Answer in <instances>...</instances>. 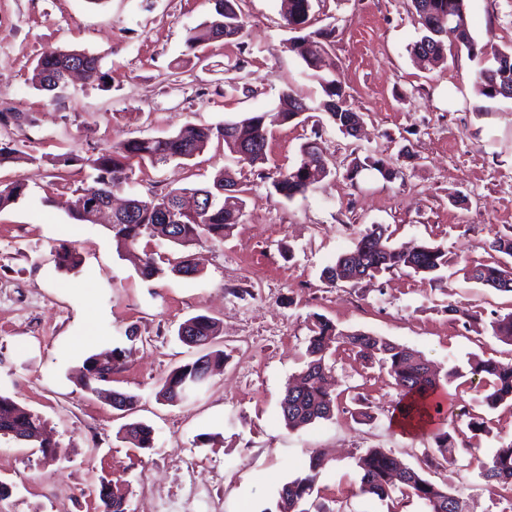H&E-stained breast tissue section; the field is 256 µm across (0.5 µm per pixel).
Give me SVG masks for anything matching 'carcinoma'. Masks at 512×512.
<instances>
[{"instance_id": "1", "label": "carcinoma", "mask_w": 512, "mask_h": 512, "mask_svg": "<svg viewBox=\"0 0 512 512\" xmlns=\"http://www.w3.org/2000/svg\"><path fill=\"white\" fill-rule=\"evenodd\" d=\"M210 16L187 31L186 45L191 50L212 41L240 40L244 36L246 20L238 11L236 0H212ZM311 0H288L285 15L287 27L297 33L290 39L289 49L297 55L308 72L316 78L325 100L323 110L329 120L343 133L350 134L348 124L362 121V116L352 111L346 100L342 82L334 75L321 73L322 46L315 40L317 33H304L309 21ZM418 16L422 35L410 47L411 54L422 64H433L446 56V50L457 42L470 52L477 50L471 35L465 0H411ZM83 67L90 83L101 89L108 88V73L102 71L98 59L84 51L52 50L42 53L33 68L32 84L39 90L62 91L66 88L68 71ZM476 92L486 98H512V47L492 53V63L481 67L475 77ZM281 110L273 115L256 113L238 122H226L216 126L190 125L178 133L165 137L139 138L120 141L101 149L87 159L96 171L94 185L74 190L75 198L68 204L69 216L77 224L91 222L90 214L80 203L92 194L104 199L123 189L132 174L133 163L167 164L173 161L191 160L214 140L238 156V162L253 167L266 158L269 128L268 118L289 123L309 110L302 98L285 91L280 99ZM318 168L328 175L327 162L319 148L311 142L302 146L300 164L281 173L272 186L285 198L306 192L312 185L308 168ZM26 186L21 181L0 186V210L14 204L24 196ZM199 197L202 206L193 214L181 211L179 201L185 194ZM243 189L231 179L215 181L210 186L187 189L172 188L148 199L133 195L128 198L127 212L109 228L113 238L134 251L136 270L144 280H153L165 275L154 253L137 252L141 242L166 241L185 249L202 242H222L243 216ZM354 248L341 255L336 263L325 270L329 285L339 283L356 284L364 278H373L383 272L405 268L418 275L430 276L448 266V253L442 247L426 244L404 251L389 245L392 237L388 227L372 224L356 231ZM488 248L507 256L466 270V275L475 282L503 292H512V238L500 236L492 240ZM57 268L74 271L82 263L76 248L61 242L55 248ZM172 274L193 277L198 273L192 254H186L169 264ZM454 320L470 330L482 329L491 336L512 342V314L493 315L486 320L477 313L456 305L448 306ZM216 321L204 314L186 319L178 327L177 335L187 346L198 351L197 357L180 365L162 378L160 394L168 403L174 404L188 399L187 386L195 379L209 373L213 364L223 360L224 353L211 350L213 337L218 335ZM306 348V361L297 382L287 387L280 402L282 416L293 429L307 426L320 419H328L336 409L337 397L324 386L329 371L328 357L332 348L343 347L362 360L376 362L387 369L399 389L400 398L393 410L404 413L410 420H434L441 413L445 385L460 377L456 370L441 373L433 370L425 359L412 349L391 342L383 337L360 331L339 329L331 321L317 316L310 328ZM125 350L115 348L110 352L91 355L84 362V387L92 392L97 385L107 382L108 376L121 370ZM471 373L485 379L487 389L481 394L479 403L490 409L503 404H512V362L502 363L488 358H477L471 363ZM112 408L130 411L136 397L120 391L111 393ZM124 438L137 448H151L154 444L153 428L143 422H131L123 426ZM0 435H10L43 448L53 444L43 433L42 418L20 405L11 397L0 394ZM435 446L425 449V465L429 468L453 457L457 446L447 431L434 436ZM480 476L488 483H495L512 494V441L502 444L487 460H478ZM326 460L322 452L310 451L308 465L294 479L283 484L280 496L299 512H308L300 504L312 495ZM360 491L376 496L380 500L399 491L407 498L421 501L428 512H457L459 497L448 484H436L419 470L403 465L392 452L384 448H369L358 457ZM401 469V478L394 476ZM103 510L101 512H127L125 494L120 489L111 491L100 486L98 493Z\"/></svg>"}]
</instances>
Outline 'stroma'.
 <instances>
[{
	"instance_id": "obj_1",
	"label": "stroma",
	"mask_w": 512,
	"mask_h": 512,
	"mask_svg": "<svg viewBox=\"0 0 512 512\" xmlns=\"http://www.w3.org/2000/svg\"><path fill=\"white\" fill-rule=\"evenodd\" d=\"M248 24L242 42L215 41L199 51L185 44L189 28L211 12L209 0H0V142L18 158L0 162V184L26 192L0 210V393L38 413L57 444V459L0 437V482L10 488L0 512H100L95 485L128 491L129 512H152L154 498L175 500L184 474L176 461L194 457L196 483L211 489L207 512H271L283 483L305 467L307 449L328 460L308 502L310 512H425L393 493L379 500L358 491V457L380 447L404 464L423 467L432 431L394 428L399 396L378 368L344 351L332 357L327 383L341 391L332 418L291 429L280 414L285 387L302 370L309 327L322 315L343 329L362 330L406 345L431 365L459 367L447 401L485 416L488 432L461 429L471 451L424 469L451 485L466 512H512V494L487 485L476 458H490L512 439V407L489 411L477 398L484 382L473 358L512 362V343L465 332L448 314L452 304L512 312V293L444 270L429 280L397 269L378 279L330 287L322 273L353 249L356 229L387 225L394 245L435 244L459 265L494 261L489 242L512 235V99L486 98L474 77L488 58L467 48L422 69L409 50L421 35L410 0H311L309 31L321 30L323 71L340 78L347 104L364 116L360 137L343 134L320 108L323 92L290 51L282 0H239ZM477 46H512V0H466ZM76 49L98 57L109 89L70 80L61 97L35 89L30 72L43 52ZM247 79L231 88L235 65ZM310 107L307 121L274 124L260 168L240 165L220 145L181 165H139L117 200L212 183L228 172L245 188L244 214L220 243L192 246L201 272L146 281L105 225L73 224L67 200L90 185L86 158L113 143L168 136L188 125L238 121L278 109L283 89ZM316 142L337 172L291 199L271 180L294 168L304 143ZM81 162L60 173L58 155ZM387 159L386 179L346 172L365 157ZM70 241L83 263L56 267L52 252ZM218 320L224 363L197 398L160 401V379L196 356L176 331L190 316ZM137 341H129V330ZM120 347L129 356L113 389L137 395L129 412L85 390L84 360ZM371 404L357 414L358 397ZM140 421L155 445L140 450L121 427ZM151 482L154 498L142 494Z\"/></svg>"
}]
</instances>
